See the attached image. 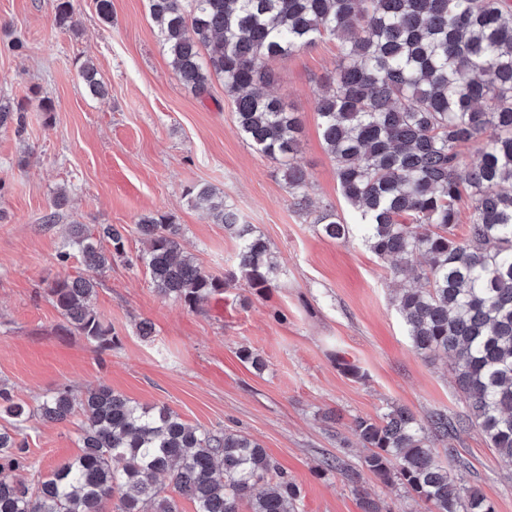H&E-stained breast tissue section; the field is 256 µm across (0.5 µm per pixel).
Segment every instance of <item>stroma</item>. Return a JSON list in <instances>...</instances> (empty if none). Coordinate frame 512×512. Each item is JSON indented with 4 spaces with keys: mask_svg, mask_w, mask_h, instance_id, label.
I'll list each match as a JSON object with an SVG mask.
<instances>
[{
    "mask_svg": "<svg viewBox=\"0 0 512 512\" xmlns=\"http://www.w3.org/2000/svg\"><path fill=\"white\" fill-rule=\"evenodd\" d=\"M55 5L0 0V99L29 104L24 134L0 128V384L33 406L62 387L104 383L141 404L167 405L193 426L241 431L299 486L300 512H362L364 493L386 512H428L399 482L367 473L355 488L321 467L332 455L359 466L366 450L352 433L355 417L394 405L421 418L435 409L465 413L450 361L413 351L387 263L359 235L332 241L313 224L327 205L346 223L358 221L316 115V95L338 65L336 40L269 63L272 92L302 119L295 160L308 178L304 212L279 163L239 134L223 81L213 78L201 96L180 82L148 0H112L108 23L95 0H74L63 26ZM87 61L105 95L86 91L79 71ZM43 98L52 111H40ZM200 185L223 193L241 223L268 242L278 262L275 288L259 295L229 280L240 242L191 204L187 191ZM61 189L70 202L57 210ZM157 213L174 215L184 251L227 280L200 309L159 297L137 261L144 244L134 227ZM73 224L92 233L124 226V257L103 271L76 253L60 262ZM66 274L98 281L92 305L117 338L111 351L61 330L45 288ZM145 321L152 335H141ZM246 350L263 370L245 361ZM347 363L359 378L344 372ZM26 439L45 472L80 452L71 423L33 419ZM451 447L463 460L452 469L457 481L479 486L495 512H512V475L481 431L471 427L436 446L440 461Z\"/></svg>",
    "mask_w": 512,
    "mask_h": 512,
    "instance_id": "35a3bbf8",
    "label": "stroma"
}]
</instances>
